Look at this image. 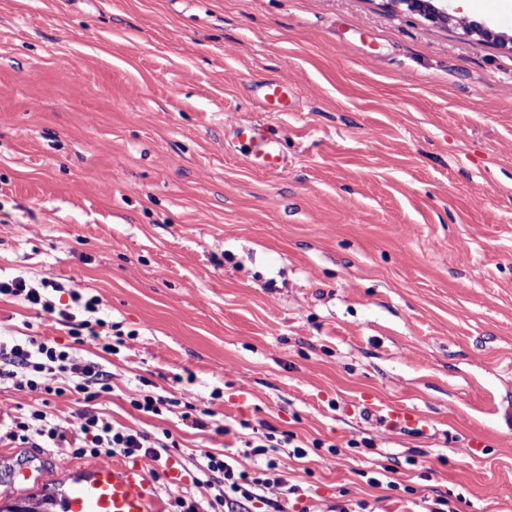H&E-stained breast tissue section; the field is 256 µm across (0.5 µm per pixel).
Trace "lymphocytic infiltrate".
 Listing matches in <instances>:
<instances>
[{"mask_svg": "<svg viewBox=\"0 0 512 512\" xmlns=\"http://www.w3.org/2000/svg\"><path fill=\"white\" fill-rule=\"evenodd\" d=\"M65 291L61 283L42 281L40 286H32L22 277L0 279V296L22 298L30 304L40 306L50 314L61 317L73 324V335L91 329V314L97 313L98 297L82 298L77 291H65L68 302L57 301V293ZM84 312V319H77V312ZM62 372L74 375L76 382L73 390L85 405L83 421L78 429L67 431L61 426L55 415L43 409L30 411L15 417L7 437L12 441L28 443L40 448L57 442L70 441L80 452L98 453L100 449L117 450L131 455L144 452L145 455L158 456L164 448L163 440L144 433H130L114 427L99 412L98 406L110 393L109 375L95 361L78 359L72 352L58 344L41 340L33 336L19 340L0 338V381H13L16 387L44 388L63 395L64 390L54 387L55 377ZM204 473H221L224 476V503L236 505L239 500L255 498L258 491L272 486H286L288 494H296V486L286 485L281 474L276 473L275 462H268L265 473L249 476L236 471L226 459L212 453H205Z\"/></svg>", "mask_w": 512, "mask_h": 512, "instance_id": "1", "label": "lymphocytic infiltrate"}]
</instances>
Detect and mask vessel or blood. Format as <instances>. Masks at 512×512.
Masks as SVG:
<instances>
[{
  "label": "vessel or blood",
  "instance_id": "b4317fda",
  "mask_svg": "<svg viewBox=\"0 0 512 512\" xmlns=\"http://www.w3.org/2000/svg\"><path fill=\"white\" fill-rule=\"evenodd\" d=\"M263 100L276 111L288 108V88L270 79L262 85ZM234 145L249 152L253 166L265 173L282 169L285 158L278 138L257 126L237 128ZM379 421L391 430L427 434L431 418L399 404L374 406ZM65 512H159V492L151 470L143 462L100 463L81 473L63 493Z\"/></svg>",
  "mask_w": 512,
  "mask_h": 512
}]
</instances>
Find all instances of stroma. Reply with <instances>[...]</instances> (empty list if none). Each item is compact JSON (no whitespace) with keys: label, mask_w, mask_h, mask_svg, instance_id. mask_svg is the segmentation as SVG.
Wrapping results in <instances>:
<instances>
[{"label":"stroma","mask_w":512,"mask_h":512,"mask_svg":"<svg viewBox=\"0 0 512 512\" xmlns=\"http://www.w3.org/2000/svg\"><path fill=\"white\" fill-rule=\"evenodd\" d=\"M477 3L448 0L437 25L381 0H0V276L99 297L101 334L125 339L102 354L11 296L0 334L101 357L105 417L173 443L163 512H225L205 451L251 475L284 461L301 488L237 512H422L438 495L512 512V53L465 29L511 35L512 9ZM268 79L291 111L264 106ZM241 125L278 130L287 166L227 149ZM73 382H0V426L45 408L78 428ZM149 391L175 407L135 409ZM361 401L435 424L393 433ZM264 426L307 456L248 454ZM0 451L1 504L123 458ZM386 467L396 488L370 486Z\"/></svg>","instance_id":"1"}]
</instances>
